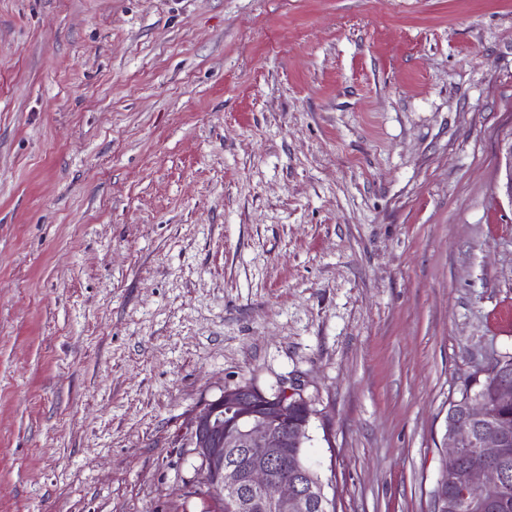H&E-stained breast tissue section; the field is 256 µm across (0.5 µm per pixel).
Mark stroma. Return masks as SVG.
Here are the masks:
<instances>
[{
    "mask_svg": "<svg viewBox=\"0 0 512 512\" xmlns=\"http://www.w3.org/2000/svg\"><path fill=\"white\" fill-rule=\"evenodd\" d=\"M510 136L512 0H0V512H204L245 382L336 512H430Z\"/></svg>",
    "mask_w": 512,
    "mask_h": 512,
    "instance_id": "obj_1",
    "label": "stroma"
}]
</instances>
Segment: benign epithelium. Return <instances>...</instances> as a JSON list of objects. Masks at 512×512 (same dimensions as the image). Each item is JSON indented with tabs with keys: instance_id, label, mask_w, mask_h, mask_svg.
Masks as SVG:
<instances>
[{
	"instance_id": "1",
	"label": "benign epithelium",
	"mask_w": 512,
	"mask_h": 512,
	"mask_svg": "<svg viewBox=\"0 0 512 512\" xmlns=\"http://www.w3.org/2000/svg\"><path fill=\"white\" fill-rule=\"evenodd\" d=\"M499 404L512 407V367L495 376ZM477 396L448 405V465L440 485L448 487V512L508 508L500 462L512 450V422L490 420ZM313 412L298 388L267 394L246 382L206 402L189 424L188 444L205 474V490L219 505L238 512L253 508L266 488L274 512H323L324 487L307 482L299 458L288 453L309 439Z\"/></svg>"
}]
</instances>
